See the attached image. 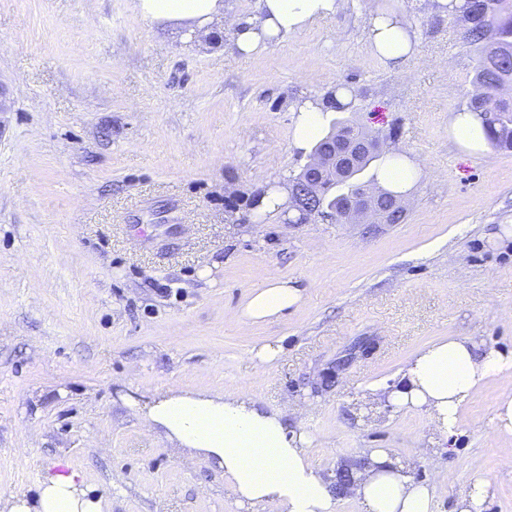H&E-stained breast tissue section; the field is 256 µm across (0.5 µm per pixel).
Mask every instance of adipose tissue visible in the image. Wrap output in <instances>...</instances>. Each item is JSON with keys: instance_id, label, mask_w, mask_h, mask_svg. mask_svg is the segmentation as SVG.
Returning a JSON list of instances; mask_svg holds the SVG:
<instances>
[{"instance_id": "adipose-tissue-1", "label": "adipose tissue", "mask_w": 512, "mask_h": 512, "mask_svg": "<svg viewBox=\"0 0 512 512\" xmlns=\"http://www.w3.org/2000/svg\"><path fill=\"white\" fill-rule=\"evenodd\" d=\"M342 0H258L256 16L227 15L225 0H137L142 18L208 38L215 23L235 31L237 49L247 55L271 41L300 33L336 15ZM370 46L391 69L414 56L415 34L397 13L372 9ZM326 129L321 106L296 107L293 143L305 149ZM305 291L288 279L270 278L254 289L242 310L243 321L276 319L299 307ZM512 376V352L480 350L467 337L438 340L408 363L400 384L384 390L394 410L425 412L445 436L458 427L462 406L489 381ZM128 405L151 432L173 447L207 461L233 490L244 512L264 504L278 512H337L332 482L306 453L309 437L290 429L282 411L263 406L235 391L171 388L147 401ZM352 491L366 512H434V488L414 481L386 449H371L354 474ZM103 496L72 476L41 482L34 492L0 496V512H105Z\"/></svg>"}]
</instances>
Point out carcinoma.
I'll return each instance as SVG.
<instances>
[{"mask_svg":"<svg viewBox=\"0 0 512 512\" xmlns=\"http://www.w3.org/2000/svg\"><path fill=\"white\" fill-rule=\"evenodd\" d=\"M448 16L462 27L464 40L477 46L480 53L472 85L482 89L484 96H469L466 111L497 113L496 120H483L484 133L494 147L511 150L512 94L502 89L512 86V0H449ZM263 196L260 191L241 197L233 202V208L245 211L250 221L260 224L265 221L259 212ZM345 202L342 182L327 178L320 185V197L309 204L307 215L313 220L326 208L339 214Z\"/></svg>","mask_w":512,"mask_h":512,"instance_id":"cac0c4a2","label":"carcinoma"}]
</instances>
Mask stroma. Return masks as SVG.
I'll use <instances>...</instances> for the list:
<instances>
[{
  "instance_id": "35a3bbf8",
  "label": "stroma",
  "mask_w": 512,
  "mask_h": 512,
  "mask_svg": "<svg viewBox=\"0 0 512 512\" xmlns=\"http://www.w3.org/2000/svg\"><path fill=\"white\" fill-rule=\"evenodd\" d=\"M371 0L239 54L150 25L135 0H0V495L58 467L109 512H241L224 478L150 432L123 395L239 389L285 411L326 475L387 449L453 512L477 478L512 512V435L478 389L446 437L371 395L437 339L512 350V151L448 133L479 52L431 0H392L419 34L402 71L368 43ZM344 88V112L419 176L400 224L230 222L227 190L281 186L306 160L294 109ZM302 305L250 324L265 278ZM280 347L264 367L250 357Z\"/></svg>"
}]
</instances>
